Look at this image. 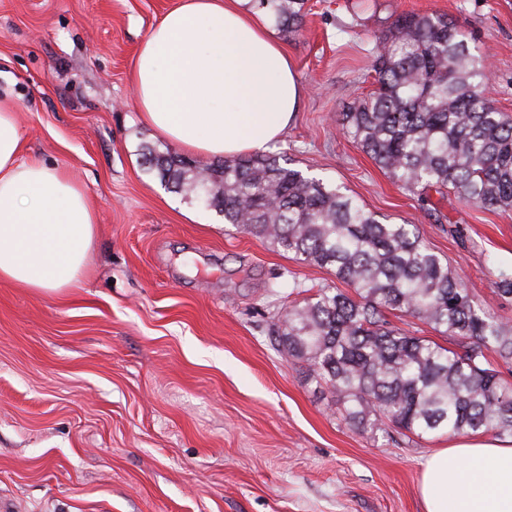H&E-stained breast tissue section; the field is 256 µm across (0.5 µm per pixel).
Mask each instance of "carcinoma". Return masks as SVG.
Here are the masks:
<instances>
[{
    "label": "carcinoma",
    "mask_w": 512,
    "mask_h": 512,
    "mask_svg": "<svg viewBox=\"0 0 512 512\" xmlns=\"http://www.w3.org/2000/svg\"><path fill=\"white\" fill-rule=\"evenodd\" d=\"M285 30L306 0H255ZM376 88L354 99L339 124L427 215L431 194L491 211L512 209V117L485 97L486 53L445 15L404 13L370 54ZM165 187L194 195L224 223L333 271L350 288H321L288 306L271 335L340 405L343 421L371 432L512 436V320L489 309L425 242L275 154L199 168L146 148ZM409 316L455 340L444 347L395 325Z\"/></svg>",
    "instance_id": "cac0c4a2"
}]
</instances>
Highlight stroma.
Here are the masks:
<instances>
[{"instance_id":"obj_1","label":"stroma","mask_w":512,"mask_h":512,"mask_svg":"<svg viewBox=\"0 0 512 512\" xmlns=\"http://www.w3.org/2000/svg\"><path fill=\"white\" fill-rule=\"evenodd\" d=\"M178 0H0V96L17 107L28 157L68 172L98 224L85 278L37 293L0 282V512H425L422 465L451 438L346 424L308 367L270 330L294 284L327 270L238 232L164 187L130 71ZM279 30L303 88L273 151L417 224L479 299L512 319L493 275L512 274V211L450 197L425 218L347 138L337 117L376 87L370 50L402 13H443L488 56L485 95L512 115V0H308ZM465 229L457 239L454 226Z\"/></svg>"}]
</instances>
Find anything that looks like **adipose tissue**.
I'll list each match as a JSON object with an SVG mask.
<instances>
[{
	"instance_id": "1",
	"label": "adipose tissue",
	"mask_w": 512,
	"mask_h": 512,
	"mask_svg": "<svg viewBox=\"0 0 512 512\" xmlns=\"http://www.w3.org/2000/svg\"><path fill=\"white\" fill-rule=\"evenodd\" d=\"M243 0H179L141 42L131 71L141 121L210 158L262 153L303 97L266 17ZM12 102L0 98V282L37 292L77 285L98 217L64 171L24 160ZM425 512H512V444L481 439L444 448L423 466Z\"/></svg>"
}]
</instances>
